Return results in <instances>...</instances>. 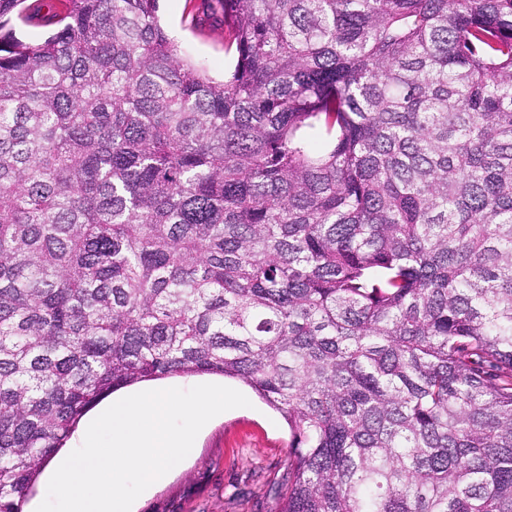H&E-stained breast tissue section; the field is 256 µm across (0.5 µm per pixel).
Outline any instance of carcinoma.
<instances>
[{
	"label": "carcinoma",
	"mask_w": 512,
	"mask_h": 512,
	"mask_svg": "<svg viewBox=\"0 0 512 512\" xmlns=\"http://www.w3.org/2000/svg\"><path fill=\"white\" fill-rule=\"evenodd\" d=\"M0 0V512L85 413L237 379L280 512H512V0ZM191 7L192 2L186 0H160L161 22L193 62L212 78L222 80L232 65V59L224 54V35L221 30L208 26L203 31L193 29L187 16Z\"/></svg>",
	"instance_id": "cac0c4a2"
}]
</instances>
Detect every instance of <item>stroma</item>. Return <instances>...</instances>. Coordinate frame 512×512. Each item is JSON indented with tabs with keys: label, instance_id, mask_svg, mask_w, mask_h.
<instances>
[{
	"label": "stroma",
	"instance_id": "1",
	"mask_svg": "<svg viewBox=\"0 0 512 512\" xmlns=\"http://www.w3.org/2000/svg\"><path fill=\"white\" fill-rule=\"evenodd\" d=\"M190 0H160L159 16L175 43L214 79L232 65L219 29H193ZM221 384L247 394L250 407L226 411L199 436L191 456L134 502V512H280L278 492L288 471L286 421L248 386L212 375L174 378V386Z\"/></svg>",
	"mask_w": 512,
	"mask_h": 512
}]
</instances>
